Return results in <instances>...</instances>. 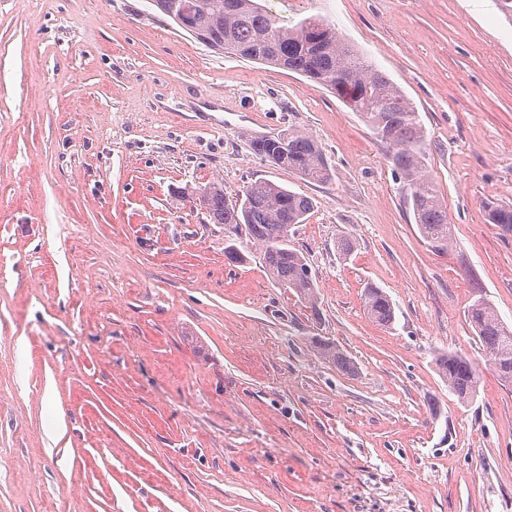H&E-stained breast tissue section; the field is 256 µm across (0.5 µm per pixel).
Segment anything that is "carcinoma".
<instances>
[{
	"label": "carcinoma",
	"instance_id": "carcinoma-1",
	"mask_svg": "<svg viewBox=\"0 0 512 512\" xmlns=\"http://www.w3.org/2000/svg\"><path fill=\"white\" fill-rule=\"evenodd\" d=\"M229 10L226 0H155V7L186 32L209 39L208 47L221 54L260 62L300 74L314 81L357 112L386 145L395 172L407 186L415 223L422 237L438 249L452 242V225L425 168V130L415 106L386 74L367 64L325 21L308 17L289 27L268 13L258 0H238ZM252 150L262 161L286 169L306 182L330 179V165L321 147L310 137L291 130L252 140ZM181 195L199 202L213 224L231 232L245 229L263 248V262L271 278L291 288L310 304L316 303L315 282L303 255L290 246L284 227L303 224L314 209L313 199L270 181L248 185L242 201L231 203L224 186L209 183ZM487 221L512 229V206L489 203ZM367 315L389 327L395 319L389 296L368 286L362 295ZM468 319L488 356V365L503 382L512 383V328L507 327L490 302L477 298ZM320 356L337 370L352 374L353 362L334 345L315 341ZM448 390L462 403L477 395L479 374L473 363L456 353L435 358Z\"/></svg>",
	"mask_w": 512,
	"mask_h": 512
}]
</instances>
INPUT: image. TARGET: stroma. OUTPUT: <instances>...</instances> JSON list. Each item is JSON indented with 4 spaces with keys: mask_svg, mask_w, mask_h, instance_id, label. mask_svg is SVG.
Returning a JSON list of instances; mask_svg holds the SVG:
<instances>
[{
    "mask_svg": "<svg viewBox=\"0 0 512 512\" xmlns=\"http://www.w3.org/2000/svg\"><path fill=\"white\" fill-rule=\"evenodd\" d=\"M259 2L327 19L402 87L452 244L422 238L385 145L322 86L149 0H0V512H512V383L467 319L480 292L512 326V230L484 210L512 205V21L499 0ZM285 129L327 182L253 153ZM258 180L314 201L288 236L316 305L180 194ZM440 351L476 366L472 402ZM363 307L367 315L378 325L390 327L395 319L394 307L389 296L375 286H368L362 295ZM314 344L320 356L329 364L336 367L337 370L346 374L354 373L355 366L353 362L334 345L322 340H317ZM440 375L448 382V390L462 403L472 402L477 395L479 374L473 363L460 354L440 353L435 358Z\"/></svg>",
    "mask_w": 512,
    "mask_h": 512,
    "instance_id": "obj_1",
    "label": "stroma"
}]
</instances>
